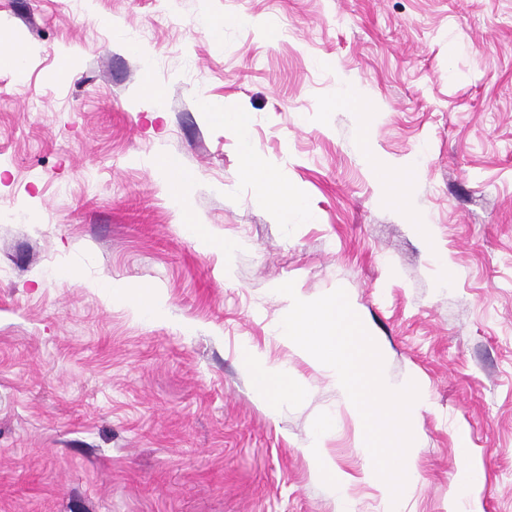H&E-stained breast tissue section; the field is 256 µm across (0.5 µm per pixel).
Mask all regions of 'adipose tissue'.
Listing matches in <instances>:
<instances>
[{"label":"adipose tissue","instance_id":"1","mask_svg":"<svg viewBox=\"0 0 512 512\" xmlns=\"http://www.w3.org/2000/svg\"><path fill=\"white\" fill-rule=\"evenodd\" d=\"M213 120L224 124L233 131L240 146V176L260 190L275 206L281 222H288L305 208L302 197L283 183L279 174L259 162L249 142V115L245 112L229 111L220 107L211 108ZM250 383L255 395L276 407L281 401L301 398L303 392L294 375L288 369L266 365L256 361L251 365ZM331 431L330 423L321 424L314 432L310 444V457L314 470L328 481V490L337 495L343 505H350L351 499L343 480L336 477V466L323 451V443Z\"/></svg>","mask_w":512,"mask_h":512}]
</instances>
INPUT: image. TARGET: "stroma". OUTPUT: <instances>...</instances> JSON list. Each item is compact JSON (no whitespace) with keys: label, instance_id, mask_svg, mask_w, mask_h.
Returning a JSON list of instances; mask_svg holds the SVG:
<instances>
[{"label":"stroma","instance_id":"obj_1","mask_svg":"<svg viewBox=\"0 0 512 512\" xmlns=\"http://www.w3.org/2000/svg\"><path fill=\"white\" fill-rule=\"evenodd\" d=\"M204 11L257 24L219 42ZM1 45L27 55L0 68V512H339L307 451L330 418L354 512H380L327 372L275 332L288 281L344 288L388 374L426 394L404 512H448L468 469L483 512H512V0H0ZM346 81L374 116L336 102ZM212 105L250 114L306 216L280 223L240 178ZM372 121L402 197L360 155ZM159 155L238 242L232 267L186 232ZM103 280L157 289L167 316ZM250 352L304 396L268 409ZM99 288H107L112 291V301H122L127 304L130 310L140 319H158L164 315V305L159 294L154 289L141 292L135 295L133 300L129 299L128 289L124 286L112 283L110 280L102 281Z\"/></svg>","mask_w":512,"mask_h":512}]
</instances>
